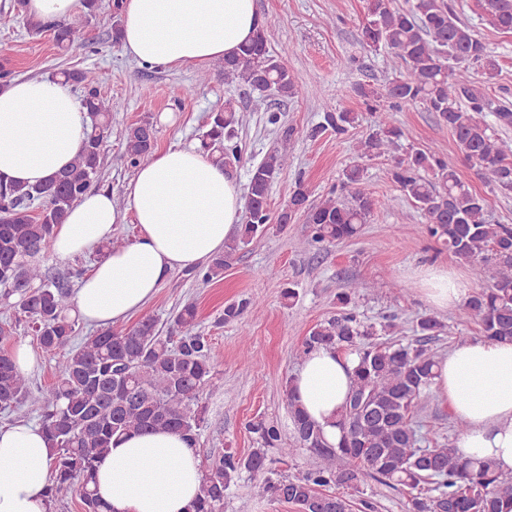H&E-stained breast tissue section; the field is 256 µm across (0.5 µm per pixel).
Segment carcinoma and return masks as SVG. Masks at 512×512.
I'll return each instance as SVG.
<instances>
[{"label":"carcinoma","mask_w":512,"mask_h":512,"mask_svg":"<svg viewBox=\"0 0 512 512\" xmlns=\"http://www.w3.org/2000/svg\"><path fill=\"white\" fill-rule=\"evenodd\" d=\"M82 2L80 15L50 22L30 16L27 25L37 33L53 32L56 44L68 49L83 24L102 7L101 0ZM483 11L487 25L512 32V0H484ZM267 30L262 25L237 56L214 63L224 80L249 88L261 103L269 91L281 98L295 94L288 60L291 48L270 50ZM362 37L370 48L384 45L407 75L381 94L388 106L376 109L375 132L359 141L358 156L395 153L403 132L394 110L420 100L448 127L482 180L512 189V139L485 120L491 112L499 126L511 127L512 103L494 104L486 86L475 81L479 72L488 80L495 78L499 64L474 30L459 21L449 0H412L407 10L394 7L393 0H368ZM59 77L82 90V108L91 117L80 152L69 168L41 184L0 178V299L7 309L0 316V336L7 338L24 325L41 352L57 360L58 375L35 395L29 378L15 365L13 351L1 349L0 411L22 417L29 404L38 405L53 449L50 507L56 506L62 491L75 487L85 512H109L91 484L112 440L167 430L199 442L208 414L202 392L218 382L217 353L209 337L198 330L192 303L172 316L173 331L167 335L156 318L147 316L129 328H100L75 342L79 323L72 315V274L52 276L44 262L67 212L98 186L113 105L100 94L96 72L65 70ZM244 118L229 100L211 112L201 148L214 162L226 166L239 161L237 138ZM357 120L353 112L327 110L311 135L327 129L344 135ZM293 134L294 129H288L281 150L251 170L239 236L194 276L204 282L223 276L237 251L263 235L269 224H288L298 212L304 214L310 242L319 250L356 237L367 223L375 201L365 192L364 168L359 164L343 171L342 187L350 188L349 200L332 191L313 204L299 179L288 211L273 217L269 189L283 170ZM156 141L151 119L130 125L125 132L130 165L147 162ZM390 176L421 210L427 235L469 265L483 284L465 303L467 317L479 324L485 338L512 341V224L493 222L486 198L466 186L455 168L434 151L413 149L393 158ZM337 301L341 309L308 330L301 351L326 347L358 357L351 394L338 423V442L329 443L306 418L288 380L285 395L296 447H283L281 430L272 421L249 424L257 435V448L244 457L227 451L210 459L193 512H224V498L244 473L264 476L262 492L297 504L302 512H351L353 497L371 481L406 491L407 512H512V472L490 460L457 456L415 420L438 366L428 344L441 335L444 324L426 315L417 321L415 342L381 343L377 333H395L394 320L378 331L348 309L349 293L340 292ZM255 305L250 296L231 301L224 305L220 321L240 323ZM304 449L316 455L313 467L292 477H275L272 462L286 465Z\"/></svg>","instance_id":"carcinoma-1"}]
</instances>
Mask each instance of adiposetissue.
I'll use <instances>...</instances> for the list:
<instances>
[{"label": "adipose tissue", "mask_w": 512, "mask_h": 512, "mask_svg": "<svg viewBox=\"0 0 512 512\" xmlns=\"http://www.w3.org/2000/svg\"><path fill=\"white\" fill-rule=\"evenodd\" d=\"M264 20L256 0H124L121 46L140 65L195 66L234 56ZM87 119L68 84L50 76L10 81L0 89V177L43 182L80 151ZM125 210L112 195L89 191L56 230L59 257L87 254L112 236L114 225L136 224L129 243L83 275L74 300L80 320L107 327L144 309L167 275L204 265L224 249L241 222L237 182L198 147L154 152L126 185ZM431 305L464 304L470 285L456 272L430 265L418 274ZM355 355L319 348L292 376V393L329 441L352 385ZM432 390L468 430L456 442L466 458H488L512 470V342H462L439 362ZM198 447L179 434L131 433L113 441L97 465L93 487L111 512H190L202 483ZM52 449L31 422L0 426V512H49Z\"/></svg>", "instance_id": "adipose-tissue-1"}]
</instances>
